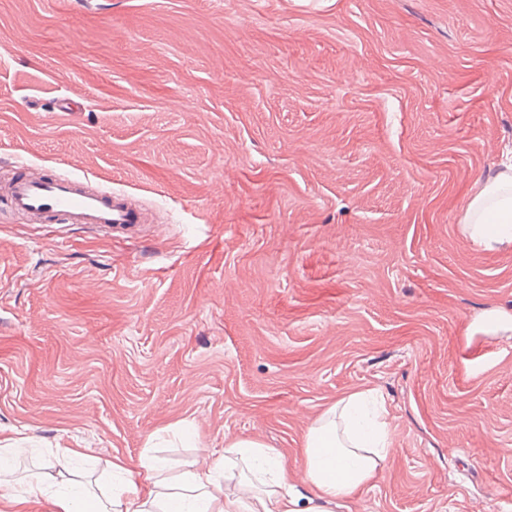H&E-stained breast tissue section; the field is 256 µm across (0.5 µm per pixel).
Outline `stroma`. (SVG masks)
<instances>
[{
  "instance_id": "35a3bbf8",
  "label": "stroma",
  "mask_w": 512,
  "mask_h": 512,
  "mask_svg": "<svg viewBox=\"0 0 512 512\" xmlns=\"http://www.w3.org/2000/svg\"><path fill=\"white\" fill-rule=\"evenodd\" d=\"M80 101L62 112L60 99ZM512 150V0H0V184L21 165L134 196L141 232L0 195V435L107 463L278 449L354 391L394 447L323 512H512V245L462 206ZM67 243H60V234ZM480 330L486 335L497 336L512 331V314L498 309L487 310L479 322Z\"/></svg>"
}]
</instances>
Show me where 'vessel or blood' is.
<instances>
[{"instance_id": "b4317fda", "label": "vessel or blood", "mask_w": 512, "mask_h": 512, "mask_svg": "<svg viewBox=\"0 0 512 512\" xmlns=\"http://www.w3.org/2000/svg\"><path fill=\"white\" fill-rule=\"evenodd\" d=\"M11 209L25 217H44L64 224H87L129 230L143 221L125 192L109 187H89L77 175L51 176L25 171L13 178L5 190Z\"/></svg>"}]
</instances>
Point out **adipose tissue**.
<instances>
[{
  "mask_svg": "<svg viewBox=\"0 0 512 512\" xmlns=\"http://www.w3.org/2000/svg\"><path fill=\"white\" fill-rule=\"evenodd\" d=\"M459 222L475 246L491 250L512 244V164L475 189ZM367 400L366 393H351L308 428L304 468L314 502L301 503L289 493L288 470L277 449L239 436L226 439L219 455L202 448L174 475L162 458L149 453L133 464L113 457L111 467L120 480L106 498L72 481L54 495V512H318L317 502L347 499L368 484L393 446L384 420L368 412ZM23 452L21 438H0V485L10 488L16 505L47 491L44 476L14 480L7 459Z\"/></svg>",
  "mask_w": 512,
  "mask_h": 512,
  "instance_id": "obj_1",
  "label": "adipose tissue"
}]
</instances>
